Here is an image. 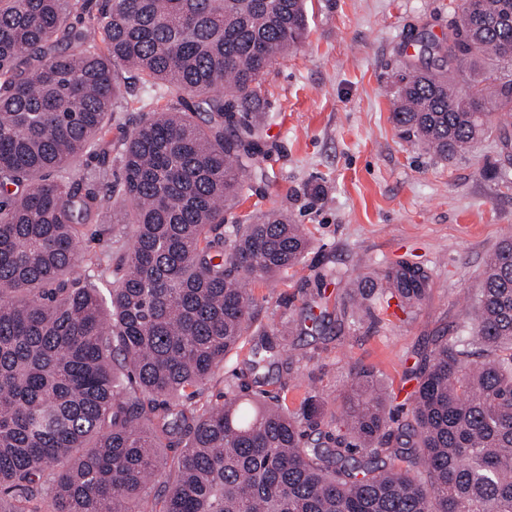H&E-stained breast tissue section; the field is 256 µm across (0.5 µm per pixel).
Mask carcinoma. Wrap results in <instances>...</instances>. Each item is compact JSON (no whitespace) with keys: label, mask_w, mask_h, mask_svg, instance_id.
Instances as JSON below:
<instances>
[{"label":"carcinoma","mask_w":512,"mask_h":512,"mask_svg":"<svg viewBox=\"0 0 512 512\" xmlns=\"http://www.w3.org/2000/svg\"><path fill=\"white\" fill-rule=\"evenodd\" d=\"M0 0V512H512V237L486 261L461 335L409 370L410 417L372 369L341 412H291L264 386L296 374L278 330L253 344L224 402L193 399L254 321L243 281L284 277L309 232L270 209L224 226L260 153L261 76L303 42L306 0ZM391 119L443 160L512 109V0H464L418 45ZM176 100L125 138L105 120L119 71ZM481 77L465 93L452 76ZM123 199L126 209L112 204ZM129 224L112 277L84 264L83 228ZM430 277L399 261L348 287L351 324L419 306Z\"/></svg>","instance_id":"obj_1"}]
</instances>
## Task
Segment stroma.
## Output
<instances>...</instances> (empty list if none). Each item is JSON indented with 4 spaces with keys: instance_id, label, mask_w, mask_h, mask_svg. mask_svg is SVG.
I'll use <instances>...</instances> for the list:
<instances>
[{
    "instance_id": "35a3bbf8",
    "label": "stroma",
    "mask_w": 512,
    "mask_h": 512,
    "mask_svg": "<svg viewBox=\"0 0 512 512\" xmlns=\"http://www.w3.org/2000/svg\"><path fill=\"white\" fill-rule=\"evenodd\" d=\"M463 0H308L298 50L262 77L268 104L252 120L262 152L245 177L237 215L277 209L305 225L303 264L273 283L253 282L254 329H287L318 304L323 327L287 334L299 374L272 393L297 409L305 392L344 402L355 372L377 371L406 416L414 387L405 372L420 354L462 327L488 256L512 236V112L489 118L488 132L460 158L445 161L405 138L391 121L388 92L413 38L443 37ZM112 115V177L120 179L126 136L144 121L154 91L133 84ZM407 260L431 274L413 313L387 311L352 327L343 292L353 280Z\"/></svg>"
}]
</instances>
